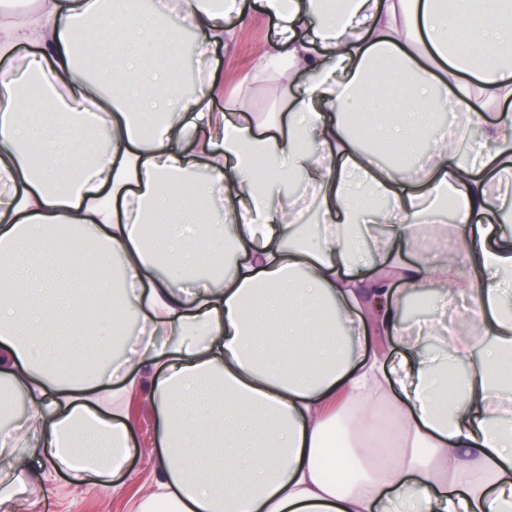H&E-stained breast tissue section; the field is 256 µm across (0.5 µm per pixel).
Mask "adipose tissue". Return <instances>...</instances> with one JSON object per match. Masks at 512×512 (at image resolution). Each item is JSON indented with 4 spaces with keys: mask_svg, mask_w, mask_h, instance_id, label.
Returning a JSON list of instances; mask_svg holds the SVG:
<instances>
[{
    "mask_svg": "<svg viewBox=\"0 0 512 512\" xmlns=\"http://www.w3.org/2000/svg\"><path fill=\"white\" fill-rule=\"evenodd\" d=\"M245 17L243 0H42L0 32L1 61L41 47L0 70V458H64L78 481L120 472L136 451L130 366L161 433L158 490L134 512H512V402L491 381L512 368V194L496 191L512 116L475 143L435 119L512 103V0H260L277 38L252 71L294 95L257 125L212 111L206 73L189 95L178 81L185 31L204 56ZM385 144L402 164H380ZM256 158L271 170L259 187ZM448 220L454 261L390 245ZM75 233L97 249L73 250ZM433 289L471 298L480 331L449 332L442 358L398 308L400 291ZM132 317L146 341L83 372L93 337ZM387 385L401 446L376 465L333 434L379 429L351 408Z\"/></svg>",
    "mask_w": 512,
    "mask_h": 512,
    "instance_id": "1",
    "label": "adipose tissue"
}]
</instances>
